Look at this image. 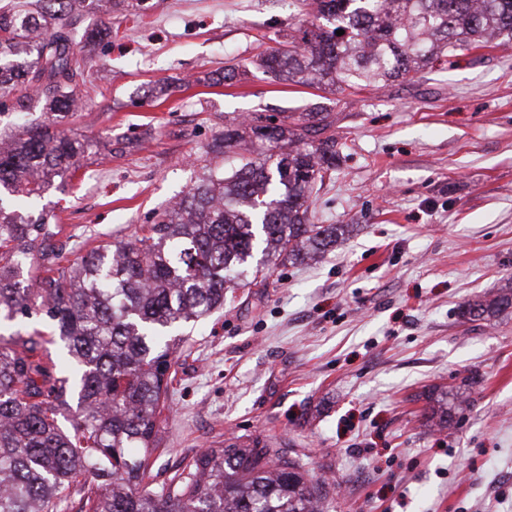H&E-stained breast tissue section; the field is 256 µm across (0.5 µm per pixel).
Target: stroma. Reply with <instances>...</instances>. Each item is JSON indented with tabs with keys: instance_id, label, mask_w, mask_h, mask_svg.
<instances>
[{
	"instance_id": "stroma-1",
	"label": "stroma",
	"mask_w": 512,
	"mask_h": 512,
	"mask_svg": "<svg viewBox=\"0 0 512 512\" xmlns=\"http://www.w3.org/2000/svg\"><path fill=\"white\" fill-rule=\"evenodd\" d=\"M116 15L110 72L80 87L96 139L31 213L56 214L69 265L131 237L202 174L228 119L327 112L345 142L311 211L345 224L322 260L184 326L153 473L232 435L288 449L336 482L328 512H512V311L462 323L512 277V44L461 52L386 87L321 91L251 66L296 27L297 0H151ZM236 64L246 77H208ZM171 95L151 97L157 84ZM462 392L452 426L428 397ZM445 399L437 401L438 406H429L426 409V426L434 431H442L451 424V413L448 412V392L444 393Z\"/></svg>"
}]
</instances>
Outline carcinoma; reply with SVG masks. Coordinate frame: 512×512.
I'll return each mask as SVG.
<instances>
[{
  "label": "carcinoma",
  "instance_id": "1",
  "mask_svg": "<svg viewBox=\"0 0 512 512\" xmlns=\"http://www.w3.org/2000/svg\"><path fill=\"white\" fill-rule=\"evenodd\" d=\"M123 0H34L0 5V99L46 121L0 141V321L39 315L64 343L52 357L40 336L0 343V512H58L76 478L96 484L87 512H326L328 483L298 459L260 442L206 448L167 479L144 484L158 451L170 370L183 338L172 328L224 307L253 264L315 261L344 229L311 221L317 184L336 170L334 120L256 112L224 124L209 153L224 157L155 222L126 243L59 263L54 216L16 207L73 176L93 142L65 122L92 77L83 54L87 14L112 25ZM308 24L260 54L277 79L356 91L432 68L459 50L512 40V0H300ZM342 30L339 36L336 31ZM42 271L22 284L25 264ZM512 308V277L464 303L468 322ZM77 414L64 430L59 417ZM443 399L426 426L451 424Z\"/></svg>",
  "mask_w": 512,
  "mask_h": 512
}]
</instances>
